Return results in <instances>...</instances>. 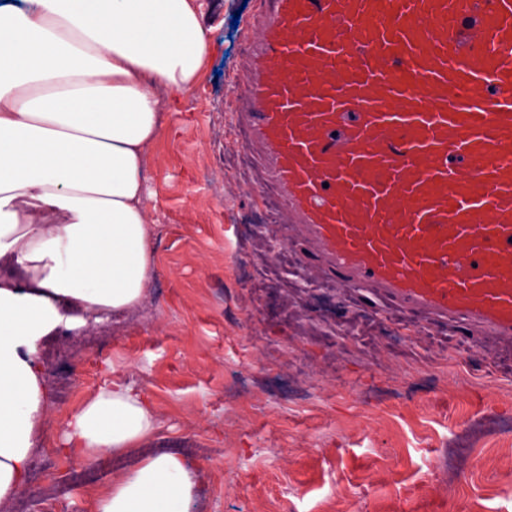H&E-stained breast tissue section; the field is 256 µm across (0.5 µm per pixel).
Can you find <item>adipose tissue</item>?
<instances>
[{
    "label": "adipose tissue",
    "mask_w": 512,
    "mask_h": 512,
    "mask_svg": "<svg viewBox=\"0 0 512 512\" xmlns=\"http://www.w3.org/2000/svg\"><path fill=\"white\" fill-rule=\"evenodd\" d=\"M204 0H0V503L25 484L46 388L38 344L146 299L149 150L165 97L199 81ZM150 400L123 366L69 417L83 460L147 441ZM195 472L145 457L92 512H189Z\"/></svg>",
    "instance_id": "adipose-tissue-1"
}]
</instances>
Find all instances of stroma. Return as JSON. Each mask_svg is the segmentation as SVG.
Here are the masks:
<instances>
[{"label": "stroma", "instance_id": "1", "mask_svg": "<svg viewBox=\"0 0 512 512\" xmlns=\"http://www.w3.org/2000/svg\"><path fill=\"white\" fill-rule=\"evenodd\" d=\"M207 2L208 64L169 94L149 151L147 299L40 344L49 400L35 448L58 477L56 512H91L119 470L164 452L197 473L191 512H512V345L457 348L462 324L413 326L295 264L225 110L245 91L230 83L246 52L232 20L259 0ZM110 363L153 400L158 429L121 469L88 460L94 482L76 488L79 463L57 449ZM247 369L263 383L240 382Z\"/></svg>", "mask_w": 512, "mask_h": 512}]
</instances>
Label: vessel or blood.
Wrapping results in <instances>:
<instances>
[{"label":"vessel or blood","mask_w":512,"mask_h":512,"mask_svg":"<svg viewBox=\"0 0 512 512\" xmlns=\"http://www.w3.org/2000/svg\"><path fill=\"white\" fill-rule=\"evenodd\" d=\"M236 107L304 271L512 342V0H261Z\"/></svg>","instance_id":"vessel-or-blood-1"}]
</instances>
